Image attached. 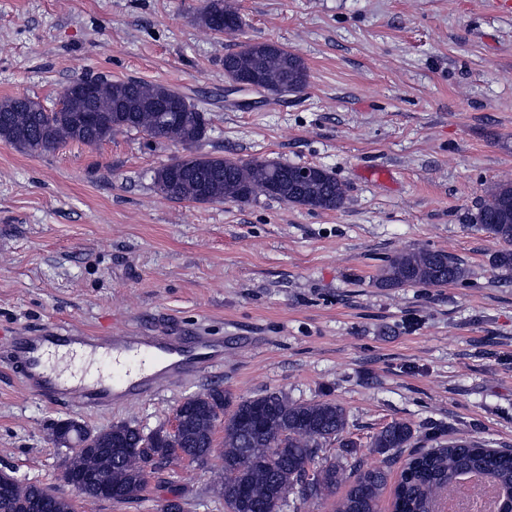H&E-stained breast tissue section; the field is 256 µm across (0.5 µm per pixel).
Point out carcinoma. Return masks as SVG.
Wrapping results in <instances>:
<instances>
[{"label": "carcinoma", "mask_w": 512, "mask_h": 512, "mask_svg": "<svg viewBox=\"0 0 512 512\" xmlns=\"http://www.w3.org/2000/svg\"><path fill=\"white\" fill-rule=\"evenodd\" d=\"M195 23L215 34L241 30L243 20L229 0H204ZM224 74H240L257 80L261 89L276 95L281 88L302 91L309 69L295 52L276 43L248 41L224 54ZM210 117L188 97L166 85L137 79L95 77L92 93L80 79L71 81L59 105L46 109L26 95L0 99V142L24 154H38L61 143L96 146L117 134L136 131L158 142L182 146L185 154L157 168L156 191L167 199L194 203H247L272 197L310 209L335 211L346 201V191L332 172L319 168L315 178L303 179L299 166L263 158L240 160L198 151L208 133ZM477 229L491 235L502 249L496 265L512 268V180L499 182L480 203L473 217ZM461 262L442 250L420 247L388 260L378 278L382 287L403 285L443 287L463 279ZM207 407L224 413V447L211 446L208 417L202 413L182 435L181 449L199 464L216 456L222 460V477L215 494L227 512H271L279 494L297 490L287 501L292 512H302L332 495L349 478L336 512H379L388 471L369 466L353 453L357 442L345 436V410L333 401L299 402L284 392H265L232 402L224 389L214 386L177 406L189 415ZM52 429L85 440L91 432L76 420L61 421ZM111 434L112 473L97 479L95 461L80 454L70 456L66 469L87 486L88 498L134 502L143 492L144 473H156L169 462L170 445L158 428L152 440L142 431L120 422L105 429ZM346 449L341 458L326 457L328 447ZM415 444L413 427L392 421L372 438L383 462L394 460L402 448ZM311 467L312 481L304 480ZM482 470L503 490L512 489V452L489 450L475 440H451L417 452L405 461L394 489L395 512H431L436 496L453 489L458 477ZM0 512H74L61 496L40 484H23L0 470Z\"/></svg>", "instance_id": "1"}]
</instances>
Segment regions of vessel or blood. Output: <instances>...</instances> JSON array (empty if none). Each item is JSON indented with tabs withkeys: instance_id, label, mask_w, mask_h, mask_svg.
Masks as SVG:
<instances>
[{
	"instance_id": "obj_1",
	"label": "vessel or blood",
	"mask_w": 512,
	"mask_h": 512,
	"mask_svg": "<svg viewBox=\"0 0 512 512\" xmlns=\"http://www.w3.org/2000/svg\"><path fill=\"white\" fill-rule=\"evenodd\" d=\"M75 346L94 355L111 357L110 375L75 387L50 375L46 363L51 352ZM7 355L19 367L27 390L53 404L77 396L85 407H105L133 395L155 392L159 379L150 368L156 364H169L171 370L190 376L222 362L210 337H197L189 346L176 336H142L131 331L108 337L23 328L16 331Z\"/></svg>"
}]
</instances>
